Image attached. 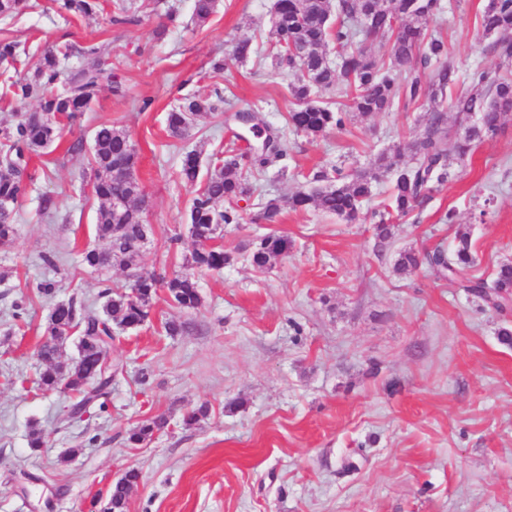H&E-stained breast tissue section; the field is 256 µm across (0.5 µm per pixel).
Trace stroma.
<instances>
[{"mask_svg":"<svg viewBox=\"0 0 512 512\" xmlns=\"http://www.w3.org/2000/svg\"><path fill=\"white\" fill-rule=\"evenodd\" d=\"M38 2L8 26L24 51L20 70L33 69L48 45L105 39L127 88L122 99L101 90L63 139L87 140L111 123L136 144L142 217L153 226L139 271L180 270L195 248L184 221L195 189L180 178L183 154L195 150L206 161L238 146L218 114L171 137L165 114L182 98L220 93L233 109L261 112L284 131L288 171L253 178L240 223L225 225L221 239L232 263L198 275L201 307L179 309L158 292L150 322L115 331L101 405L68 419L72 396L37 386L35 348L49 311L57 299L99 305L103 285H128L130 271L80 263L82 250L104 245L94 231L99 202L81 178L88 154L59 149L35 159L43 174L20 208L13 247L0 251V512H88L131 468L141 480L127 512H512V347L498 336L512 313L490 311L429 264L394 269L400 252L450 245L461 228L476 255L474 276L512 262V117L423 208L395 219L384 249L368 216L386 203L385 182L375 185L363 220L312 207L284 210L270 224L267 199L309 190L315 171L366 168L379 153L406 147L423 109L352 112L344 128L314 141L287 127L291 76L272 58L234 54L246 38L266 48L274 0H220L201 27L191 21L193 0H135L134 20L124 25L111 24L107 10L67 22L47 11L48 0ZM443 4L432 25L447 37V61L461 81L494 68L492 41L478 23L484 0ZM169 10L177 24L167 25ZM217 59L226 64L219 74ZM44 194L56 201L55 219L38 212ZM487 197L490 211L476 220ZM270 233L288 236L293 248L255 267L248 254ZM43 280L57 283L55 298L38 294ZM168 320L181 323L178 335L166 334ZM204 402L207 415L184 426V414ZM159 416L166 427L130 447L129 431ZM34 427L45 442L36 451L28 446ZM71 448L77 456L61 463Z\"/></svg>","mask_w":512,"mask_h":512,"instance_id":"1","label":"stroma"}]
</instances>
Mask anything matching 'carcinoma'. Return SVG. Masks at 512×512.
Masks as SVG:
<instances>
[{
    "label": "carcinoma",
    "instance_id": "carcinoma-1",
    "mask_svg": "<svg viewBox=\"0 0 512 512\" xmlns=\"http://www.w3.org/2000/svg\"><path fill=\"white\" fill-rule=\"evenodd\" d=\"M51 10L65 19L86 17L101 10L100 0H49ZM38 4L33 0H0V22L8 21ZM111 23L130 22L126 0H113ZM218 7V0H193L192 18L205 25ZM278 20L272 23V53L279 67L297 71V80L289 84L293 107L287 122L312 138L344 126L348 113L363 116L391 112L403 106L427 107L423 129L408 145L411 159L404 163L398 152L382 153L374 165L353 173L339 168L313 173L312 182L320 184L314 191L297 192L283 200L268 199L263 218L275 223L283 210L302 211L313 205L347 221H356L361 206L372 195L374 184L390 185L384 211L371 214L376 237L383 243L393 236L392 217L407 216L424 206L436 186L452 176V165H462L475 143L494 135L503 120L512 114V74L487 70L473 74L475 87L455 91L457 73L442 63L448 56L447 40L430 26L443 12L442 0H276ZM399 20V30L389 43L387 55L376 57L355 45L357 38L390 36L385 12ZM479 23L486 36L494 37L493 50L503 61L512 60V0H487ZM333 42L341 49L335 69L321 66L326 46ZM110 44L100 41L54 44L41 51L34 72L12 81L9 98L15 123L0 127V248L12 246L16 235L18 206L37 180L33 157L48 153L82 114L92 108L104 88L116 96L126 95L124 84L105 63ZM17 43L0 40V64L4 69L16 67ZM75 58L78 65L65 66ZM336 91L350 94V104L327 102V94ZM455 112V122L466 117L475 120L467 131L457 134L448 126V111ZM224 111V98H188L166 113L165 124L173 137L185 135L196 116L203 112ZM283 157L279 135L269 129L262 149L252 146L240 153L211 158L202 169L200 152L184 154L180 175L193 186L202 183L192 199L186 223L194 229L198 247L193 250L184 270L171 276L147 273L130 285V290L110 285L100 292V309L77 305L75 299L55 303L48 315L46 337L37 348L44 365L39 385L46 391L63 389L74 395L69 417H80L100 396L108 393L112 372L104 366L112 326L122 330L143 326L150 318L151 305L159 289L168 293L169 301L181 308L195 310L202 305L195 272L221 270L232 256L212 244L226 224L241 220L238 202L252 193L248 175L261 172ZM139 154L130 136L110 123L99 125L94 132L90 166L92 191L101 200L97 210L95 232L106 242L105 249H87L83 264L106 272L112 262L125 267L137 265L142 246L151 232L144 223L142 191L136 178ZM292 241L270 234L259 240L249 254L259 267L273 257L286 256ZM432 266L446 272L448 280L463 291L480 298L497 312L512 299V263L500 264L493 285L468 275L476 257L471 250L470 232L459 230L454 244L441 245L425 254ZM420 261L413 251L399 254L395 269H417ZM76 337L77 357L71 362L60 360L65 337ZM166 420L157 417L133 428L128 435L131 445H140ZM140 472L128 470L112 483L105 499L92 502L99 512H127L128 493L137 484Z\"/></svg>",
    "mask_w": 512,
    "mask_h": 512
}]
</instances>
